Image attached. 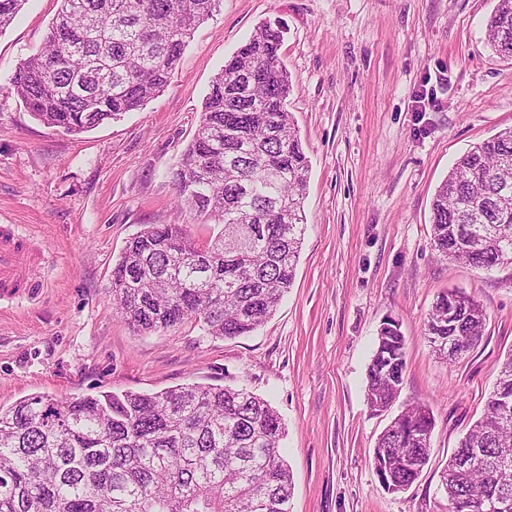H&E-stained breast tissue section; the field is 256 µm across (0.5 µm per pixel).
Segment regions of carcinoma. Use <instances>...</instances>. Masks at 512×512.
<instances>
[{
  "label": "carcinoma",
  "instance_id": "1",
  "mask_svg": "<svg viewBox=\"0 0 512 512\" xmlns=\"http://www.w3.org/2000/svg\"><path fill=\"white\" fill-rule=\"evenodd\" d=\"M25 0H0V33ZM42 47L11 81L28 110L50 127L83 133L141 108L170 81L195 30L222 0H57ZM493 54L512 60V0L487 20ZM283 27L259 24L212 80L191 142L172 171L177 205L214 235L180 224H148L112 266V306L136 332L186 320L210 336H245L274 315L293 284L306 224L309 179L292 113L291 77L280 56ZM434 247L476 269L512 264V128L460 156L431 207ZM486 312L456 290L442 293L425 320L439 352L448 337L483 336ZM406 342L385 319L367 367L365 401L392 407L403 384ZM434 417L408 405L377 438L375 473L397 493L429 462ZM286 431L270 403L244 389L185 384L163 392L58 400L33 395L0 408V512H289L292 474ZM482 455L440 482L448 512H492L512 503V352L502 363L483 417L450 460Z\"/></svg>",
  "mask_w": 512,
  "mask_h": 512
}]
</instances>
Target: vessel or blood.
I'll return each mask as SVG.
<instances>
[{
	"label": "vessel or blood",
	"instance_id": "b4317fda",
	"mask_svg": "<svg viewBox=\"0 0 512 512\" xmlns=\"http://www.w3.org/2000/svg\"><path fill=\"white\" fill-rule=\"evenodd\" d=\"M41 256L17 225H0V295L9 296L38 287Z\"/></svg>",
	"mask_w": 512,
	"mask_h": 512
}]
</instances>
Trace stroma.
Returning <instances> with one entry per match:
<instances>
[{
	"mask_svg": "<svg viewBox=\"0 0 512 512\" xmlns=\"http://www.w3.org/2000/svg\"><path fill=\"white\" fill-rule=\"evenodd\" d=\"M496 0H222L164 91L82 133L45 126L10 78L43 43L57 0H26L0 32V224L42 255L41 285L0 299V406L33 394L156 393L200 383L244 389L280 415L290 512H448L439 476L479 419L512 350V265L477 271L433 246L431 202L455 160L512 127V62L491 54ZM280 51L311 171L295 280L275 314L235 339L185 322L140 335L112 309V265L147 224L206 229L175 201L171 172L214 77L262 21ZM477 300L483 339L464 359L430 347L424 320L443 292ZM407 344L397 407L435 425L430 462L390 494L372 449L393 418L365 402L386 317Z\"/></svg>",
	"mask_w": 512,
	"mask_h": 512,
	"instance_id": "1",
	"label": "stroma"
}]
</instances>
